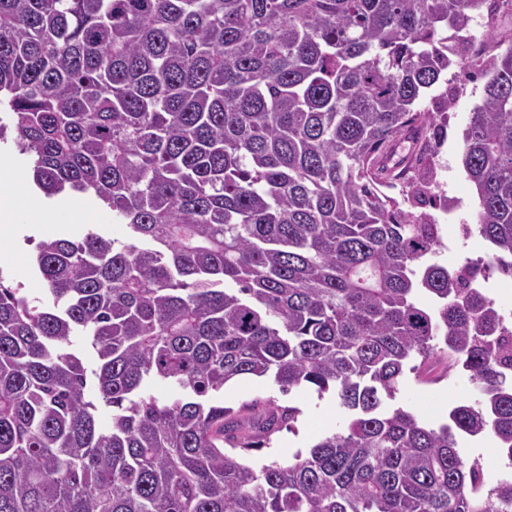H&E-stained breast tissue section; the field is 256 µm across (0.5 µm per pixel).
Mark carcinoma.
Returning <instances> with one entry per match:
<instances>
[{
  "mask_svg": "<svg viewBox=\"0 0 512 512\" xmlns=\"http://www.w3.org/2000/svg\"><path fill=\"white\" fill-rule=\"evenodd\" d=\"M500 2L0 0V140L128 229L39 241L42 297L0 270V512H512V320L475 287L512 278V40L470 34ZM452 68L486 79L461 164L488 250L455 268L402 207L433 198L454 98L417 105ZM436 358L478 398L435 428L386 403ZM248 377L345 428L244 463L300 415L224 406ZM483 438L485 437L463 441L460 450L466 456L480 458L484 465V470L492 478L501 470L503 462L499 450L496 448V443L494 441L480 443Z\"/></svg>",
  "mask_w": 512,
  "mask_h": 512,
  "instance_id": "cac0c4a2",
  "label": "carcinoma"
}]
</instances>
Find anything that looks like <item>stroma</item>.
Instances as JSON below:
<instances>
[{
  "label": "stroma",
  "mask_w": 512,
  "mask_h": 512,
  "mask_svg": "<svg viewBox=\"0 0 512 512\" xmlns=\"http://www.w3.org/2000/svg\"><path fill=\"white\" fill-rule=\"evenodd\" d=\"M484 79L440 80L427 90L420 100L422 109L436 111L443 94H453L454 106L450 112L448 135L436 165V181L440 192L448 198L447 211H435L436 223L442 224L444 236L456 233L460 224L474 221L477 195L466 179L461 166V135L473 107L484 93ZM44 204L55 215L54 234L77 240L88 229L120 238L123 225L115 223L112 212L92 194L73 196L65 192L45 199ZM8 212L9 234H0V269L14 274L23 283L29 296L39 297L44 293L43 281L31 273L29 259L34 241L44 238L41 224L32 215L27 204L17 201L10 183L0 184V211ZM277 398L279 403H290L301 410L295 430H283L273 437L271 447L250 452L247 460L258 467L269 460L287 459L295 452L305 449L323 435L341 430L347 422V413L339 407L332 396L317 398L305 388L294 389L290 395H281L272 381L264 378H244L229 383L224 388L225 406L236 408L255 398ZM476 391L465 375L459 374L436 384L417 383L413 374H406L400 385L395 402L419 415L431 425L437 426L448 420L450 406L474 400Z\"/></svg>",
  "instance_id": "1"
}]
</instances>
